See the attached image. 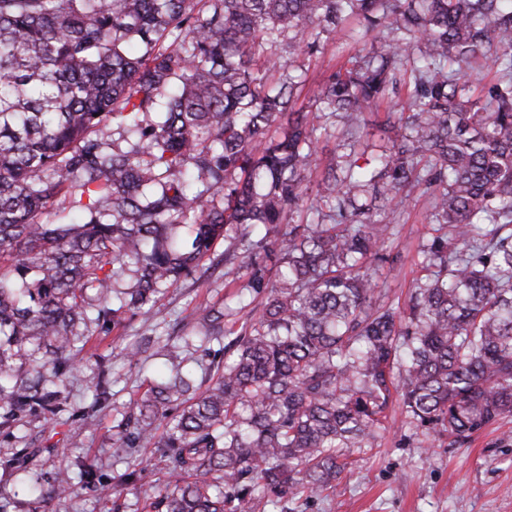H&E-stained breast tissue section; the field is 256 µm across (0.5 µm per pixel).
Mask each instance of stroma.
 I'll return each mask as SVG.
<instances>
[{
	"instance_id": "obj_1",
	"label": "stroma",
	"mask_w": 512,
	"mask_h": 512,
	"mask_svg": "<svg viewBox=\"0 0 512 512\" xmlns=\"http://www.w3.org/2000/svg\"><path fill=\"white\" fill-rule=\"evenodd\" d=\"M351 43V28L342 25L327 35L322 52L310 60L285 53L280 61L291 70L306 67L303 95L309 98ZM428 222L421 195L398 217L397 234L389 245L398 260L377 273L380 288L391 299L408 298L419 274L417 250ZM223 253V247H216L212 258L204 260L181 287L161 295L152 317L127 313L114 329L91 328L75 353L73 368L59 379L68 408L53 423L29 415L11 429H0V456L24 447L37 453L29 477L33 491H23L15 478L0 473V506L6 512H152L151 502L168 482L167 468L153 459L143 461L138 485L117 496L87 487L51 498L48 481L79 459L96 463L110 478L125 471L126 461L116 456L114 427L130 401L170 374L172 365L163 351L167 336L188 338L182 370L194 380L202 379L212 357L200 347V309L223 306L246 280L244 270L222 262ZM133 344L140 353L131 362L124 350ZM99 369L111 385L104 407L96 410L90 379ZM389 414L394 426L370 447L353 449L350 469L332 490L314 498L262 501L256 512H512V415L490 425L469 444L452 447L433 433L397 426L400 407Z\"/></svg>"
}]
</instances>
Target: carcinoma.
Masks as SVG:
<instances>
[{
    "mask_svg": "<svg viewBox=\"0 0 512 512\" xmlns=\"http://www.w3.org/2000/svg\"><path fill=\"white\" fill-rule=\"evenodd\" d=\"M353 22L316 112L294 109L305 72L279 47L311 58ZM486 66L496 81L475 97L458 75ZM401 86L375 152L362 116ZM416 188L423 275L394 304L376 272L397 260L387 242ZM313 189L328 212L307 205ZM220 240L258 316L226 329L233 309L203 308L201 342L218 345L205 388L170 377L116 425V447L168 469L153 512L319 496L386 430L394 392L404 424L452 446L511 415L512 0H0V429L63 412L46 365L69 368L91 324L151 315ZM26 354L31 378L13 383ZM33 457L19 448L0 471ZM76 466L49 495L141 477Z\"/></svg>",
    "mask_w": 512,
    "mask_h": 512,
    "instance_id": "cac0c4a2",
    "label": "carcinoma"
}]
</instances>
